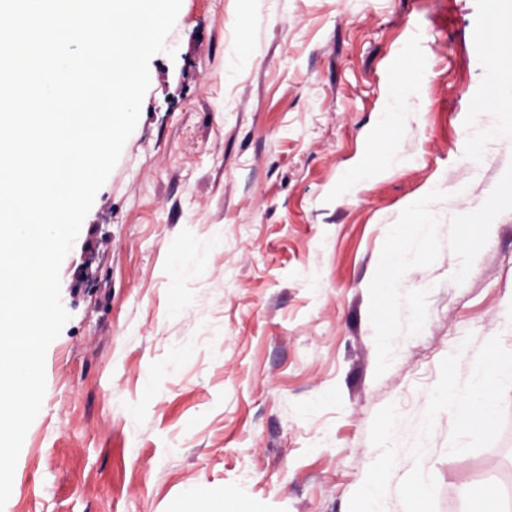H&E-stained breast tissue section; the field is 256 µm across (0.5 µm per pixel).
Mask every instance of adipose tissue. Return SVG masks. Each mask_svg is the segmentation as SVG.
Returning <instances> with one entry per match:
<instances>
[{
	"mask_svg": "<svg viewBox=\"0 0 512 512\" xmlns=\"http://www.w3.org/2000/svg\"><path fill=\"white\" fill-rule=\"evenodd\" d=\"M487 45L491 66L496 75L486 91L485 107L491 113L480 137L471 139L470 156H477L487 139H512V25H504L501 12H493L477 33ZM426 76L416 62L415 45H407L403 52V65L393 83L390 108L406 111ZM387 295L379 305V315L385 326L378 336L377 345L381 364H388L399 353L404 337L412 335L424 321L423 309L417 298H403L394 282H387Z\"/></svg>",
	"mask_w": 512,
	"mask_h": 512,
	"instance_id": "ef3b65f1",
	"label": "adipose tissue"
}]
</instances>
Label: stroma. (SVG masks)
<instances>
[{
    "instance_id": "35a3bbf8",
    "label": "stroma",
    "mask_w": 512,
    "mask_h": 512,
    "mask_svg": "<svg viewBox=\"0 0 512 512\" xmlns=\"http://www.w3.org/2000/svg\"><path fill=\"white\" fill-rule=\"evenodd\" d=\"M488 0H182L149 62L138 123L60 268L70 318L0 512H348L375 459V414H424L440 363L512 350V141L470 162L489 67ZM427 83L387 112L403 50ZM247 51L250 63L226 74ZM398 166L342 196L385 125ZM441 188L425 233L416 206ZM431 252L395 270L387 225ZM489 221L477 246L455 241ZM207 239L184 279L172 257ZM425 320L380 365L379 286ZM426 467L436 512L479 474H512V391L491 445Z\"/></svg>"
}]
</instances>
